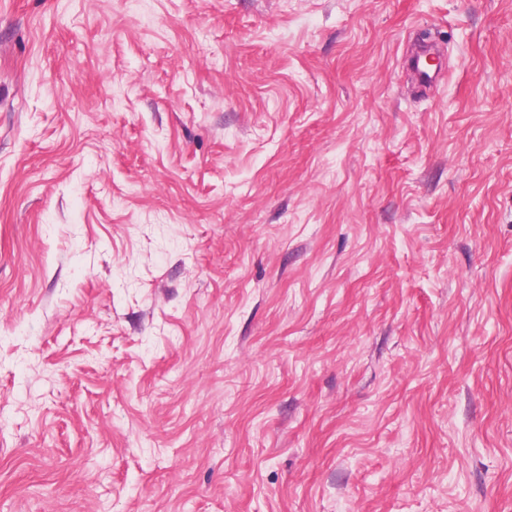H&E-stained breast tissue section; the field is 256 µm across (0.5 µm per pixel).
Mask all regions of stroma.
<instances>
[{
  "label": "stroma",
  "instance_id": "stroma-1",
  "mask_svg": "<svg viewBox=\"0 0 512 512\" xmlns=\"http://www.w3.org/2000/svg\"><path fill=\"white\" fill-rule=\"evenodd\" d=\"M0 512H512V0H0Z\"/></svg>",
  "mask_w": 512,
  "mask_h": 512
}]
</instances>
